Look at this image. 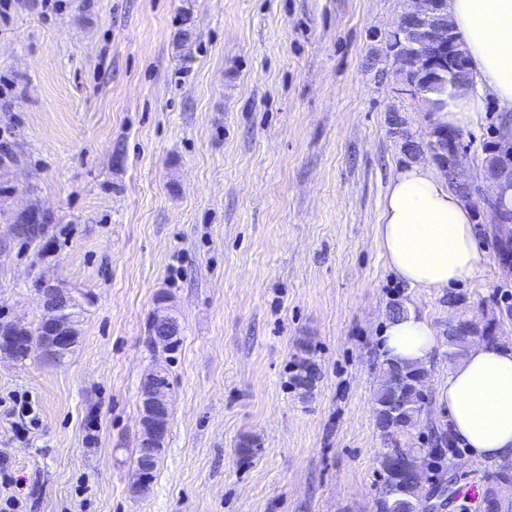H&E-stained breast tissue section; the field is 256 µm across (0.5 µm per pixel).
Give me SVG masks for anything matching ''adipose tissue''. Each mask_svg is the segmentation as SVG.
<instances>
[{
  "label": "adipose tissue",
  "instance_id": "obj_1",
  "mask_svg": "<svg viewBox=\"0 0 512 512\" xmlns=\"http://www.w3.org/2000/svg\"><path fill=\"white\" fill-rule=\"evenodd\" d=\"M447 11L473 84L442 91L446 106L437 123L452 130L476 126L488 95L500 112L512 114V0H448ZM378 237L389 268L412 288L448 292L471 280L483 262L471 209L426 163L391 178ZM381 338L384 358L401 365H428L441 347L432 323L412 310L388 320ZM436 402L468 459H512V344H470L440 382Z\"/></svg>",
  "mask_w": 512,
  "mask_h": 512
}]
</instances>
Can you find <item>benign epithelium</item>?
<instances>
[{
    "instance_id": "benign-epithelium-1",
    "label": "benign epithelium",
    "mask_w": 512,
    "mask_h": 512,
    "mask_svg": "<svg viewBox=\"0 0 512 512\" xmlns=\"http://www.w3.org/2000/svg\"><path fill=\"white\" fill-rule=\"evenodd\" d=\"M447 0H409L408 9L394 27L395 41H409L418 47L414 54H399L390 50L394 72L412 97L432 107L429 92L444 89L454 71L469 70V59L461 41L448 20ZM435 147H422L416 156H427L442 169L450 180L468 188L464 197L471 207L497 214L498 200L504 189L512 185V141L500 144L501 160L493 170L482 173L479 181L468 178L463 167L467 149L461 134L446 135L436 132ZM40 292L44 316L33 328L14 324L0 333V351L13 354L18 347L29 356L37 354L43 363L55 364L66 357L78 342V320L73 312L75 299L68 289L46 282ZM177 318L170 300L159 296L155 300L152 323L155 329L153 343L166 346L177 330ZM167 369L157 364L144 377L140 391L139 447L148 451L164 447L167 428L163 412L169 405Z\"/></svg>"
}]
</instances>
